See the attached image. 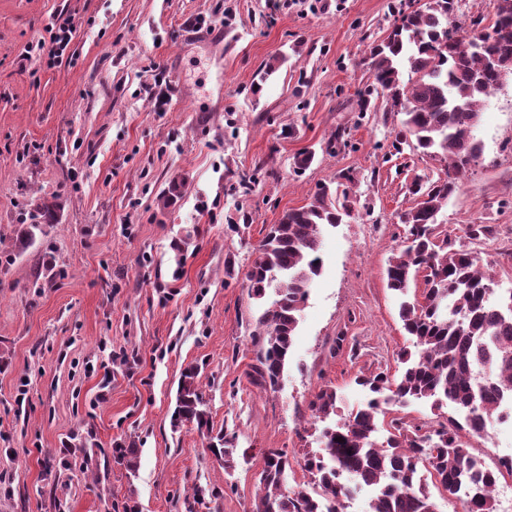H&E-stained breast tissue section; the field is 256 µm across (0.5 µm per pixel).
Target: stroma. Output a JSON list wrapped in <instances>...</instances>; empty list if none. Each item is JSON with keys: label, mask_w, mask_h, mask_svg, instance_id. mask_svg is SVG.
I'll list each match as a JSON object with an SVG mask.
<instances>
[{"label": "stroma", "mask_w": 512, "mask_h": 512, "mask_svg": "<svg viewBox=\"0 0 512 512\" xmlns=\"http://www.w3.org/2000/svg\"><path fill=\"white\" fill-rule=\"evenodd\" d=\"M396 2L0 0V512H184L198 485L210 495L197 512H252L263 449H319L315 392L335 388L342 419L367 399L357 373L397 374L407 338L385 270L405 239L399 216L417 202L415 176L441 168L393 148L400 118L383 98L356 106L370 82L361 60ZM67 18V54L47 66L33 48ZM189 26L197 36L181 40ZM220 28L218 53L206 33ZM264 63L277 67L265 79ZM474 135L480 163L437 221L507 289L511 79ZM303 150L315 159L298 174ZM346 172L354 214L323 235L288 368L277 391L260 390L246 377L258 304L242 271L265 226ZM173 181L181 197L160 209ZM43 199L59 203L57 221L18 253L16 227ZM241 209L253 222L231 231ZM470 224L492 233L471 241ZM190 363L215 427L237 435L235 468L191 424L171 425ZM76 431L97 442L89 458L65 450ZM118 442L136 443V473L113 462ZM461 442L492 467L512 453V429Z\"/></svg>", "instance_id": "stroma-1"}]
</instances>
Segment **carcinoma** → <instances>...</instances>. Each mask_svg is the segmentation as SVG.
Returning <instances> with one entry per match:
<instances>
[{
  "instance_id": "carcinoma-1",
  "label": "carcinoma",
  "mask_w": 512,
  "mask_h": 512,
  "mask_svg": "<svg viewBox=\"0 0 512 512\" xmlns=\"http://www.w3.org/2000/svg\"><path fill=\"white\" fill-rule=\"evenodd\" d=\"M494 2L497 10L484 19L497 37L480 50L474 28L456 25V37L448 35L459 0H429L409 13L399 8L387 36L369 47L364 65L371 82L358 94L359 111H367L374 93L382 94L387 111L403 115L394 148L409 142L444 163L437 179L413 182L420 201L400 216L408 227L406 242L386 269L409 336V345L398 353L404 368L393 378L384 371L356 377L368 393L366 403L342 422L323 427L321 451L303 454L307 482L297 488L284 486L292 465L288 453L264 449L260 483L265 492L255 499L253 512H344V500L364 486L373 490L368 512H438L431 484L448 494L453 512H498V481L505 473L512 476V463L485 467L461 444L460 433H480L483 419L497 413V400L512 396V288L497 291L475 253L455 248L448 229L437 223L443 204L460 191L481 154L473 118L498 87L497 74L484 59L496 55L512 71V0ZM55 209L53 201L34 205L30 223L19 231L20 243L52 222ZM350 214L346 190L322 187L310 203L286 211L253 248L244 283L256 300L269 288L276 289L277 299L255 319V359L246 372L252 385L277 389L308 287L322 268V228L342 224ZM199 373L194 364L181 372L172 424H193L231 468L236 435L214 430ZM412 399H430L437 410L449 405L454 414L426 431H411L393 419L386 440L377 441L381 406ZM336 403V389L326 386L313 395L309 408L324 422L336 413ZM112 457L136 474L138 448L116 447Z\"/></svg>"
}]
</instances>
